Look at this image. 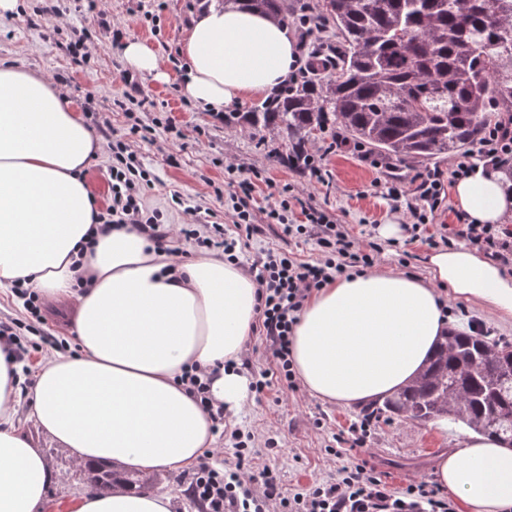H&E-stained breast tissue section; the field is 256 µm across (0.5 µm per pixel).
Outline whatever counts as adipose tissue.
<instances>
[{"mask_svg": "<svg viewBox=\"0 0 512 512\" xmlns=\"http://www.w3.org/2000/svg\"><path fill=\"white\" fill-rule=\"evenodd\" d=\"M183 94L218 113L272 92L297 68L295 41L278 19L240 5L209 6L180 40ZM126 63L167 79L160 48L126 40ZM101 143L64 89L30 69L0 64V286L24 283L72 308L76 354L54 353L28 392L38 427L78 463L115 461L175 472L215 449L212 423L180 378L211 375L210 395L238 412L250 394L236 364L255 321L256 284L223 254L178 265L143 235H101L83 172ZM466 224L512 219V180L475 166L451 189ZM427 277L374 269L337 278L309 298L293 328L292 358L307 393L351 407L383 399L417 375L444 335L452 295L512 321V273L463 246L430 253ZM19 369L0 350V512H41L56 475L14 423ZM435 482L464 512H512V444L473 434L441 453ZM169 496L84 494L69 512H170Z\"/></svg>", "mask_w": 512, "mask_h": 512, "instance_id": "adipose-tissue-1", "label": "adipose tissue"}]
</instances>
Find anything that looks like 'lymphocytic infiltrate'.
I'll return each mask as SVG.
<instances>
[{
    "mask_svg": "<svg viewBox=\"0 0 512 512\" xmlns=\"http://www.w3.org/2000/svg\"><path fill=\"white\" fill-rule=\"evenodd\" d=\"M112 202L97 214L98 231L131 226L153 241L157 248L178 258H185L182 242L197 247L218 249L225 261L239 262L247 243L262 236L266 224L278 225L282 236H311L316 240L318 257L308 262L281 248L260 251L248 272L257 290V324L254 332L264 347L269 361L251 383V390L262 397L278 387L298 391L299 380L290 358V336L305 302L336 277L363 272L372 267L379 254L377 246L364 249L350 239L344 227L330 223L320 211L305 212V221H288V205L280 203L258 222L250 204L252 184L240 181L227 197L231 225L183 224L180 227L164 223L160 208L150 206L143 188L150 182V172L143 168L137 154L124 141H113ZM478 156L484 165L503 168L512 165V114H501L479 141ZM444 192L442 174L431 170L421 176V205L411 207L413 234H420L429 221L430 213L440 207ZM462 239L493 259L512 258V226L508 224H465L449 231L444 244ZM14 294L23 302L25 318H0V344L9 346L16 362H25L29 347L21 340L23 333H36L42 321L39 296L15 285ZM188 393L195 398L211 420L215 431L228 438L234 450L235 464L217 465L212 452H204L194 468L181 478L187 492L202 512H455L448 495L425 480H414L405 487L395 488L383 480L374 465L361 457L359 450L376 430L379 420L363 416L347 434L337 435L335 443L326 445V456L339 459L334 476L316 479L294 492L283 488L276 467L266 463V456L275 450L273 438L259 439L253 431L230 426L223 404L209 395L207 375L199 366H191L182 377Z\"/></svg>",
    "mask_w": 512,
    "mask_h": 512,
    "instance_id": "lymphocytic-infiltrate-1",
    "label": "lymphocytic infiltrate"
}]
</instances>
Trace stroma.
<instances>
[{"instance_id": "35a3bbf8", "label": "stroma", "mask_w": 512, "mask_h": 512, "mask_svg": "<svg viewBox=\"0 0 512 512\" xmlns=\"http://www.w3.org/2000/svg\"><path fill=\"white\" fill-rule=\"evenodd\" d=\"M25 4L21 14L0 17V62L25 65L50 80L58 75L68 78V99L88 127H95L97 114L108 116L111 128L99 137L103 149L85 171L99 204H107L112 164L108 144L126 137L131 126L125 112L114 104L123 94L122 74L128 65L122 53L112 48V28L121 26L127 38L146 40L174 54L185 26L201 4L199 0H104L97 12L81 9L79 0H25ZM147 10L153 12L154 21L143 20ZM76 30L88 33L94 41L90 62H79L68 49ZM184 68L181 62L168 64L169 79L164 83L142 76L143 95L155 102L156 110L140 113L139 118L153 126L154 137L131 140L139 160L152 174L146 196L151 205L166 211L168 223L189 222L188 210L194 206L200 207L203 220L225 223L222 191L228 190L233 181L249 178L254 183L257 215H264L285 199L299 224L304 220L303 209L316 208L333 223L343 225L356 242L377 244V267L399 270V261L405 256L410 273L426 275L424 260L429 248L412 240L407 211L408 203L417 202L419 197L415 176L420 165L375 167L364 161L351 144L334 149L330 133H318L308 146L321 155L323 179L312 182L310 172L281 161V154L288 151L281 139L268 135L260 141L242 129L226 128L213 113L201 111L183 96L179 86ZM168 123L181 133L172 152L178 159L174 165L168 163L169 152L164 148V126ZM228 161L234 163V171L225 170ZM177 196L182 199L178 205L173 202ZM391 220L400 223L399 236H381V224ZM27 409L26 401H19L17 411L25 418L24 429L58 475L57 483L49 490V501L88 493L70 450L27 420ZM362 414L361 406L327 404L303 390L295 394L273 390L262 400H248L233 422L276 440L273 462L285 489L291 490L335 474L337 466L326 459L324 448L334 435L348 431ZM317 419L322 420V428L314 427ZM466 432V427L454 421L441 431L433 423L419 425L398 417L385 418L368 439L364 453L389 484L400 487L411 478L432 480L439 454L461 447Z\"/></svg>"}]
</instances>
